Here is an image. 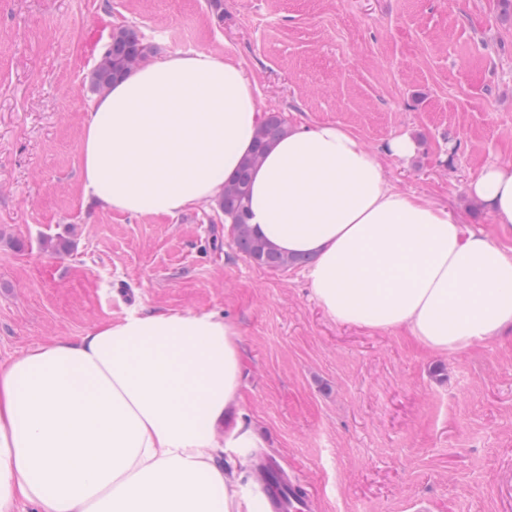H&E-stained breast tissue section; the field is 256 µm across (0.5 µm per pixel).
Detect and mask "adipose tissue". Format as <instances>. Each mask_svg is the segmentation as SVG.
Here are the masks:
<instances>
[{
	"label": "adipose tissue",
	"instance_id": "obj_1",
	"mask_svg": "<svg viewBox=\"0 0 512 512\" xmlns=\"http://www.w3.org/2000/svg\"><path fill=\"white\" fill-rule=\"evenodd\" d=\"M260 120L235 60L144 59L90 105L83 192L131 215L216 201ZM416 151L403 134L385 154ZM382 155L338 124L289 122L252 173L253 232L310 257L305 275L336 321L406 329L430 354L512 329V248L390 185ZM467 193L512 225V164ZM242 369L232 320L143 310L0 365V512H266L224 474L226 450L260 442L235 417Z\"/></svg>",
	"mask_w": 512,
	"mask_h": 512
}]
</instances>
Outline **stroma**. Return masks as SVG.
<instances>
[{
    "mask_svg": "<svg viewBox=\"0 0 512 512\" xmlns=\"http://www.w3.org/2000/svg\"><path fill=\"white\" fill-rule=\"evenodd\" d=\"M150 54L234 57L260 111L334 122L383 153L386 179L512 245L466 192L512 163V13L501 0H0V363L126 311L216 312L241 335V418L312 512H512V333L429 355L405 330L341 323L305 268L236 250L206 204L129 215L85 198L91 31ZM406 162L385 156L402 133Z\"/></svg>",
    "mask_w": 512,
    "mask_h": 512,
    "instance_id": "obj_1",
    "label": "stroma"
}]
</instances>
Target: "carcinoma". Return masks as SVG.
<instances>
[{"mask_svg":"<svg viewBox=\"0 0 512 512\" xmlns=\"http://www.w3.org/2000/svg\"><path fill=\"white\" fill-rule=\"evenodd\" d=\"M146 58V47L137 31L121 27L112 32L101 58L89 75L90 87L96 92L107 90ZM285 129L279 112L264 115L252 153L238 169L234 180L224 184L219 200L220 210L233 220V243L239 253L259 266L279 270L307 262L304 257L287 256L274 250L265 240L255 236L248 223L251 206L250 179L253 169L264 155L265 145Z\"/></svg>","mask_w":512,"mask_h":512,"instance_id":"1","label":"carcinoma"}]
</instances>
